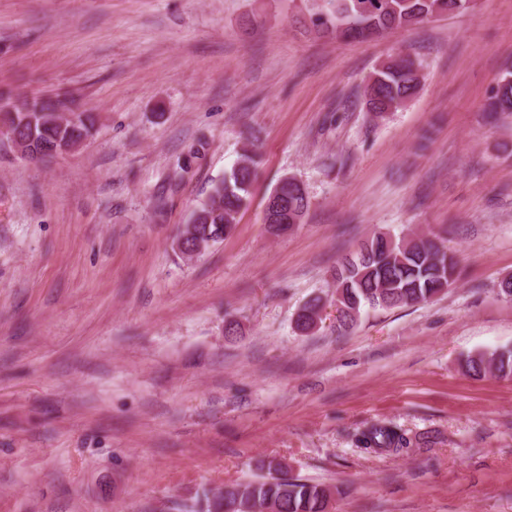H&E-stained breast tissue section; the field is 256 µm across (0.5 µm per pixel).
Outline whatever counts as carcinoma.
<instances>
[{
    "mask_svg": "<svg viewBox=\"0 0 512 512\" xmlns=\"http://www.w3.org/2000/svg\"><path fill=\"white\" fill-rule=\"evenodd\" d=\"M362 0H324L312 23L318 31L339 39L381 36L415 26L434 16L462 11L469 0H378V12L364 16L358 9ZM424 76L421 63L411 54L401 59L389 56L380 62L367 81L362 98L376 119L402 108L419 92ZM494 119L512 114V72L505 73L486 105ZM68 129L55 122L53 113L44 112L36 126V145H49ZM258 160L253 149H242L230 173L216 182L205 202L191 214L182 230L186 243L209 235L213 242L231 234L232 221L249 202L250 189ZM290 212H308L310 200L299 189H287L280 197ZM457 261L448 254L440 237L419 234L395 238L379 232L361 243L358 249L341 258L334 271L336 330L353 327L363 309H390L427 302L456 282ZM326 306L323 298L309 299L302 306L305 318L295 319L296 329L305 334L319 331L317 320ZM465 369L474 376L488 372L512 378V349L478 352L465 360ZM365 447L378 453L397 452L406 447L407 438L392 424L373 425L361 433ZM268 477L236 482L224 491V500L204 491L194 496V504L184 512H252L257 507L267 512H326L331 491L321 485L288 476L282 465L272 460L261 464Z\"/></svg>",
    "mask_w": 512,
    "mask_h": 512,
    "instance_id": "obj_1",
    "label": "carcinoma"
}]
</instances>
